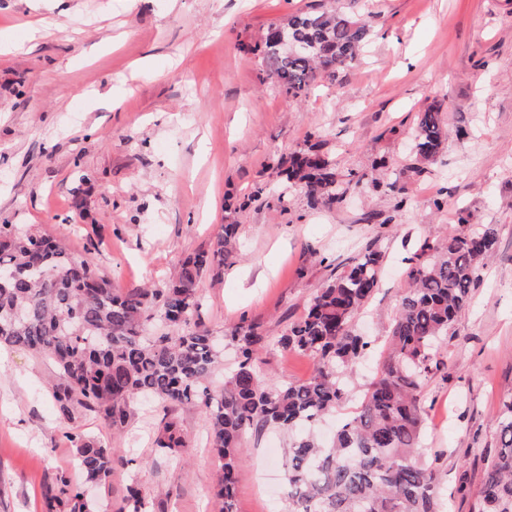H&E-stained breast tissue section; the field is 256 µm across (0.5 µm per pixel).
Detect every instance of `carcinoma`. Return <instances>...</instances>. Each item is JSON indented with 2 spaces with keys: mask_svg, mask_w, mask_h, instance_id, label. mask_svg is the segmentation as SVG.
I'll return each instance as SVG.
<instances>
[{
  "mask_svg": "<svg viewBox=\"0 0 512 512\" xmlns=\"http://www.w3.org/2000/svg\"><path fill=\"white\" fill-rule=\"evenodd\" d=\"M371 35L369 22L330 8L269 27L255 51L288 97L299 99L317 79L334 80L353 64ZM411 138L416 158L434 159L446 139L438 107L418 113ZM278 174L315 204L342 200L335 163L318 141L281 161ZM240 229L223 225L213 247L188 256L166 287L119 293L94 264L92 249L74 255L54 238L0 224V270L13 274L0 281V346L56 365L53 396L65 419L81 409L119 430L139 395L166 408H200L221 461L217 496L224 512H233L243 436L268 426L294 435L284 462L289 512H442L439 474L422 443L426 388L445 369L440 346L455 334L457 318L497 248L496 225L426 237L407 258L409 289L389 333L388 354L327 448L312 432L296 429L341 407L350 367L373 353L375 342L355 333L353 322L379 287L384 253L361 254L280 336L282 348L314 360L306 381L279 385L262 379L253 357L266 337L241 325L229 336L237 359L224 385L214 389L210 379L223 361L217 338L196 321L198 285L224 266ZM498 425L501 446L484 458L478 512H512V400L502 403ZM73 443L80 482L58 473L46 512H91L93 501L81 486L102 490L112 476L109 445L83 435L73 436ZM153 445L160 454L187 448L171 418L161 423ZM118 512H147L137 485L127 487Z\"/></svg>",
  "mask_w": 512,
  "mask_h": 512,
  "instance_id": "obj_1",
  "label": "carcinoma"
}]
</instances>
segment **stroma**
<instances>
[{
    "instance_id": "1",
    "label": "stroma",
    "mask_w": 512,
    "mask_h": 512,
    "mask_svg": "<svg viewBox=\"0 0 512 512\" xmlns=\"http://www.w3.org/2000/svg\"><path fill=\"white\" fill-rule=\"evenodd\" d=\"M326 4L0 0V39L26 42L0 54V222L64 238L77 254L93 248L122 293L165 287L188 254L238 222V251L200 282L198 318L215 336L258 327L268 342L256 370L280 384L305 381L314 362L278 337L331 277L383 251L380 288L354 323L378 346L353 367L349 399L321 436L353 415L386 355L418 241L463 221L498 225L496 254L440 348L447 374L428 383L422 430L445 512H475L496 416L512 397V0H351L374 18L367 46L335 82L289 99L253 48L271 24ZM432 105L447 139L419 164L407 132ZM312 133L357 177L341 203L314 206L280 185L279 162ZM56 382L51 361L0 350V512H42L56 473L73 465V433L113 448L98 512H118L133 481L149 512H223L200 409L139 398L115 430L82 413L59 417ZM166 413L182 427L184 454L152 448ZM287 444L271 426L244 437L235 512H288Z\"/></svg>"
}]
</instances>
